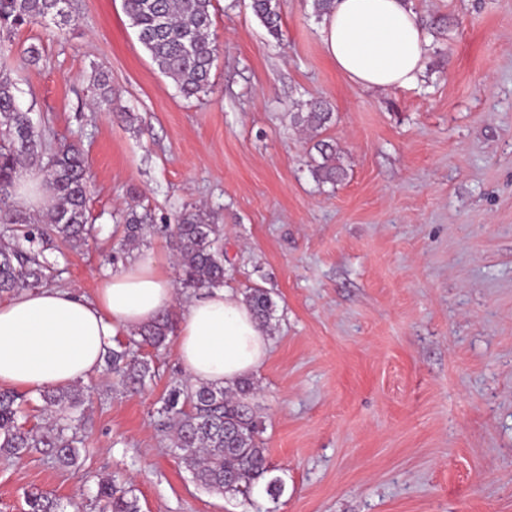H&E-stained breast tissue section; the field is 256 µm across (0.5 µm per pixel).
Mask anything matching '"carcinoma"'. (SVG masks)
<instances>
[{"label": "carcinoma", "instance_id": "1", "mask_svg": "<svg viewBox=\"0 0 512 512\" xmlns=\"http://www.w3.org/2000/svg\"><path fill=\"white\" fill-rule=\"evenodd\" d=\"M212 0H124V10L142 46L158 70L171 78L188 98L207 92L211 69L218 52L213 33ZM253 14L267 32L278 39L281 30L280 0H252ZM71 0H0V32L23 25L59 19L70 21ZM15 83L0 73V293L15 295L38 288L53 277L45 252L67 245L80 248L93 230L87 200L90 167L73 145L51 148L45 131L33 122L30 112L16 102ZM332 112L318 99L308 111L296 112L292 121L315 133L330 120ZM315 148L322 158L314 174L324 182H337L343 170L337 164L333 144L320 140ZM39 165L53 190V205L41 223L11 204L19 178L28 165ZM156 223L151 209L130 208L117 224L121 239L109 261L116 268L143 244ZM177 267L183 289L194 293L224 284V227L211 215L189 206L174 217ZM245 301L254 316L268 325L275 304L268 290L250 288ZM176 327L174 313L162 312L154 322L114 338L115 346L104 356L105 371L113 383L137 392L156 376L154 362L137 354L143 346L159 349ZM253 389L245 379L234 389L176 381L156 408L158 430L171 440L181 462L202 488L229 493L255 507L259 484L271 501L284 492L280 478L271 476L262 430L244 397ZM47 422L27 427L23 422L22 395L0 389V455L22 458L42 449L62 467H73L81 439L71 425L72 414L86 401L80 384L49 389L40 394ZM98 501L106 512H140L134 489L115 481L98 483ZM28 512H60L58 501L43 492L27 494Z\"/></svg>", "mask_w": 512, "mask_h": 512}]
</instances>
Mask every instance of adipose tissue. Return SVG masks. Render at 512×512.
I'll list each match as a JSON object with an SVG mask.
<instances>
[{
	"label": "adipose tissue",
	"instance_id": "ef3b65f1",
	"mask_svg": "<svg viewBox=\"0 0 512 512\" xmlns=\"http://www.w3.org/2000/svg\"><path fill=\"white\" fill-rule=\"evenodd\" d=\"M326 57L352 84L385 90L415 85L426 37L409 0H335L323 20ZM175 287L153 251L105 271L94 298L35 288L0 301V387L37 393L98 371L114 336L172 309ZM271 346L242 295L218 288L188 301L176 348L194 383L232 387L258 371Z\"/></svg>",
	"mask_w": 512,
	"mask_h": 512
}]
</instances>
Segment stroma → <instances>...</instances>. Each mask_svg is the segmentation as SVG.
<instances>
[{"instance_id":"obj_1","label":"stroma","mask_w":512,"mask_h":512,"mask_svg":"<svg viewBox=\"0 0 512 512\" xmlns=\"http://www.w3.org/2000/svg\"><path fill=\"white\" fill-rule=\"evenodd\" d=\"M281 6L276 39L249 0H213L220 52L200 100L158 71L123 0H73L76 24L12 33L0 68L20 106L90 164L95 230L58 285L94 297L127 206L206 209L225 288L276 303L248 402L285 486L277 512H512V0H412L424 73L388 90L328 60L311 0ZM33 43L40 62L22 64ZM100 69L112 102L95 109ZM312 99L332 111L316 134L290 121ZM320 139L337 184L313 174ZM157 363L136 394L102 371L85 381L79 468L0 456V512H26L36 488L62 512H102V478L132 485L141 512H252L199 488L162 439L155 408L187 374L174 343Z\"/></svg>"}]
</instances>
